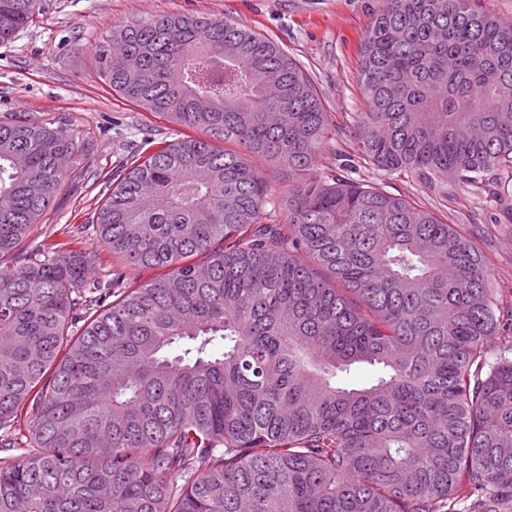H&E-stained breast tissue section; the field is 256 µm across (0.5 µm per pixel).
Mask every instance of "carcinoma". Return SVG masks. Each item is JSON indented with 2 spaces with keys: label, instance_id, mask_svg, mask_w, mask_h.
<instances>
[{
  "label": "carcinoma",
  "instance_id": "obj_1",
  "mask_svg": "<svg viewBox=\"0 0 512 512\" xmlns=\"http://www.w3.org/2000/svg\"><path fill=\"white\" fill-rule=\"evenodd\" d=\"M36 10L0 0V44ZM111 40L100 79L182 131L92 223L166 273L107 303L95 252L22 250L79 147L50 120L0 122V448L21 421L35 447L0 461V512H512V310L482 236L321 171L330 113L247 26L172 13ZM360 58L357 162L475 191L512 224V21L381 0ZM256 158L292 176L284 224Z\"/></svg>",
  "mask_w": 512,
  "mask_h": 512
}]
</instances>
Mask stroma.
<instances>
[{
	"label": "stroma",
	"instance_id": "obj_1",
	"mask_svg": "<svg viewBox=\"0 0 512 512\" xmlns=\"http://www.w3.org/2000/svg\"><path fill=\"white\" fill-rule=\"evenodd\" d=\"M377 6L378 0H42L34 22L0 44V121L23 116L55 121L81 144L82 153L69 164L66 181L29 244L67 236L96 250L91 221L113 171L179 131L100 80L97 49L113 26L170 13L204 14L245 23L272 39L306 70L336 123L339 137L319 165L337 171L355 142L352 115L366 109L358 81L359 44ZM350 176L446 213L449 223L491 225L484 243L491 283L503 306L512 305V224H496L494 208L470 193L443 201L405 177L360 166ZM92 274L134 288L161 271L104 253Z\"/></svg>",
	"mask_w": 512,
	"mask_h": 512
}]
</instances>
